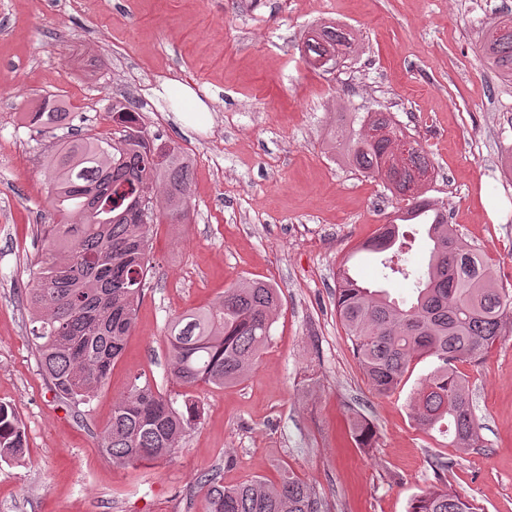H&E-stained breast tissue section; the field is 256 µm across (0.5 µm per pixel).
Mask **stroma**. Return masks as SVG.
Masks as SVG:
<instances>
[{"mask_svg":"<svg viewBox=\"0 0 512 512\" xmlns=\"http://www.w3.org/2000/svg\"><path fill=\"white\" fill-rule=\"evenodd\" d=\"M512 0H0V403L22 420L23 459L0 460V512H204L200 476L225 485L289 467L324 512H407L446 483L478 512H512V335L480 363H460L485 445L463 450L419 428L410 397L433 367L426 358L377 395L336 314V273L354 257L377 283L359 244L402 201L346 160L337 127L354 113H393L432 169L420 189L443 203L461 242L485 252L512 291V84L481 57L478 35ZM345 25L353 51L333 70L310 66L308 32ZM192 88L207 108L167 97ZM64 104L72 126L111 138L114 108L130 105L162 148L190 161L188 216L157 224L151 270L134 327L105 386L87 404L60 398L44 379L26 294L56 223L43 167L67 129L27 115ZM410 279L389 282L411 299L429 261L414 225ZM244 279L278 288L269 344L249 375L189 394L200 420L170 460L121 465L99 436L137 374L180 393L168 371L167 326ZM373 426L360 448L352 414ZM447 462L436 474L433 463Z\"/></svg>","mask_w":512,"mask_h":512,"instance_id":"obj_1","label":"stroma"}]
</instances>
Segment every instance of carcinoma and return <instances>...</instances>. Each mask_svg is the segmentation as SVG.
<instances>
[{
	"instance_id": "obj_1",
	"label": "carcinoma",
	"mask_w": 512,
	"mask_h": 512,
	"mask_svg": "<svg viewBox=\"0 0 512 512\" xmlns=\"http://www.w3.org/2000/svg\"><path fill=\"white\" fill-rule=\"evenodd\" d=\"M350 42L335 26H324L304 42L311 62L340 63L336 46ZM485 62L512 82V17L489 24L480 36ZM62 107L35 113L33 120L52 128ZM360 129L334 131L347 142L346 158L368 177L382 176L381 161L406 133L388 112H366ZM430 163L420 148L409 146L401 178L427 175ZM49 202L64 224L44 231L46 258L32 288L29 307L39 323L34 333L40 368L56 393L75 404L90 402L120 359L134 325L146 285L152 226L184 217L190 198L189 161L179 150L155 147L147 131L128 127L112 140L96 136L70 139L46 164ZM163 189L166 211L155 208ZM141 201L147 221L133 211ZM404 224H426L432 242L428 268L418 278L412 301L397 300L386 288L359 283L351 268L339 271L336 314L358 365L375 391L396 390L412 362L435 364L411 397V415L425 430L446 426L450 444L481 445L468 381L457 363L476 362L512 332V294L499 287L493 267L466 248L448 224L447 213L418 195L396 210V218L378 228L360 251L375 254L383 279L410 276L405 255L412 239ZM278 289L246 279L224 291L214 303L186 311L168 326L172 376L182 387L199 383L222 387L242 381L271 340ZM198 406L185 398L181 407L149 380L133 383L112 406L102 451L118 464L167 459L195 425ZM27 441L16 410L0 404V459H21ZM206 512H321L316 492L294 473L269 484L254 478L224 485L217 471L199 480ZM409 512H474L467 499L434 487L417 496Z\"/></svg>"
}]
</instances>
